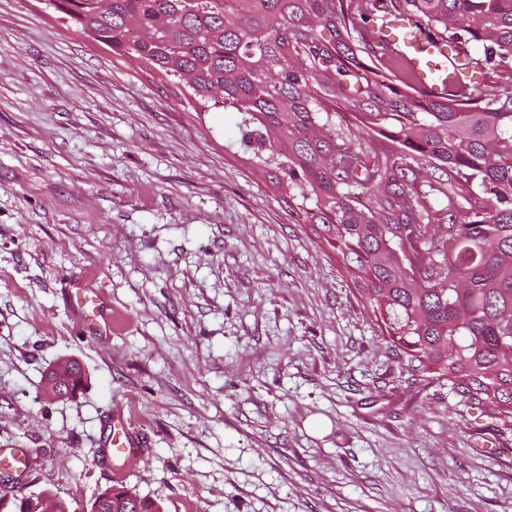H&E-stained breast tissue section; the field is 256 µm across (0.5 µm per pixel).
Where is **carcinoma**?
<instances>
[{
	"instance_id": "cac0c4a2",
	"label": "carcinoma",
	"mask_w": 512,
	"mask_h": 512,
	"mask_svg": "<svg viewBox=\"0 0 512 512\" xmlns=\"http://www.w3.org/2000/svg\"><path fill=\"white\" fill-rule=\"evenodd\" d=\"M69 27L242 114L238 147L321 238L413 376L512 419V0H51ZM410 14L480 73L430 98L384 58L387 14ZM472 43L481 46L473 54ZM351 126L336 132V100ZM392 143L377 152L372 143ZM60 394L77 395L75 359ZM83 512H163L121 483Z\"/></svg>"
}]
</instances>
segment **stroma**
Returning <instances> with one entry per match:
<instances>
[{
    "instance_id": "obj_1",
    "label": "stroma",
    "mask_w": 512,
    "mask_h": 512,
    "mask_svg": "<svg viewBox=\"0 0 512 512\" xmlns=\"http://www.w3.org/2000/svg\"><path fill=\"white\" fill-rule=\"evenodd\" d=\"M197 111L0 0V448L15 497L164 512H512V421L413 379L315 227ZM85 282L119 318L85 328ZM80 361L77 398L44 392ZM139 451L106 456L114 420ZM59 369L63 371L64 376L63 389H61L60 394H62L63 397L76 396L79 390H83L85 387L84 368L75 359L56 361L47 370L44 383L47 377H56L58 375L57 370ZM30 468V461L21 448H7L0 450V469L10 472L14 476L25 477ZM83 512H163V510L157 501L132 493L118 482L102 490Z\"/></svg>"
}]
</instances>
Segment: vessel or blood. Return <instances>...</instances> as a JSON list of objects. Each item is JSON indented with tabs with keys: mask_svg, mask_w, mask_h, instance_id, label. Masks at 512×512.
Here are the masks:
<instances>
[{
	"mask_svg": "<svg viewBox=\"0 0 512 512\" xmlns=\"http://www.w3.org/2000/svg\"><path fill=\"white\" fill-rule=\"evenodd\" d=\"M389 55L401 58L411 72L414 85L426 95L439 98L461 93L464 72L458 69L456 58L441 42L431 40L416 17L395 16L388 19L380 34ZM77 310L84 325L91 330L100 324H111L112 316L107 313L102 301L83 284H75ZM109 452L113 458L127 464L135 463L137 452L127 436L122 422L112 424L109 438ZM30 461L20 448L0 450V470L16 476H26Z\"/></svg>",
	"mask_w": 512,
	"mask_h": 512,
	"instance_id": "vessel-or-blood-1",
	"label": "vessel or blood"
}]
</instances>
